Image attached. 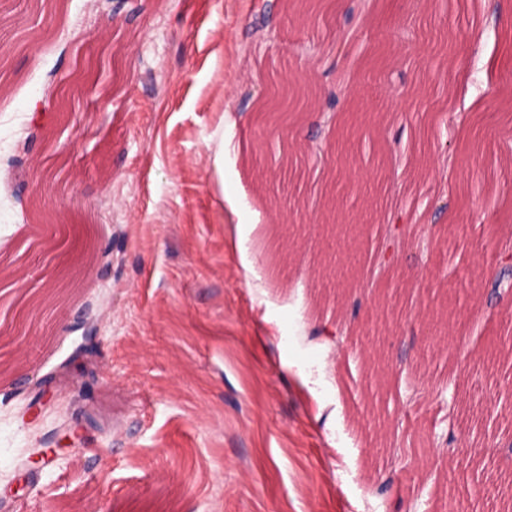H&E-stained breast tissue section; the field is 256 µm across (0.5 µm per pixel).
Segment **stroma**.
I'll list each match as a JSON object with an SVG mask.
<instances>
[{"mask_svg":"<svg viewBox=\"0 0 512 512\" xmlns=\"http://www.w3.org/2000/svg\"><path fill=\"white\" fill-rule=\"evenodd\" d=\"M488 0H376L335 127V158L281 174L255 128L260 73L318 78L298 39L345 37L340 14L296 29L278 0H151L116 32L110 0H26L0 15V505L6 512H507L512 297L487 285L512 238V98L479 88L491 135L446 131L448 86L475 80ZM272 20L253 38L263 9ZM415 30L398 41V25ZM54 132L34 107L65 81ZM400 119L379 125L395 90ZM224 154V172L213 158ZM448 167L436 168L439 157ZM334 238L319 217L335 160ZM430 235L369 275L393 215ZM81 320L84 332L65 333ZM87 352L71 354L78 344ZM51 378L50 402L27 408ZM65 424L66 459L27 473ZM480 488L467 497L466 488Z\"/></svg>","mask_w":512,"mask_h":512,"instance_id":"obj_1","label":"stroma"}]
</instances>
